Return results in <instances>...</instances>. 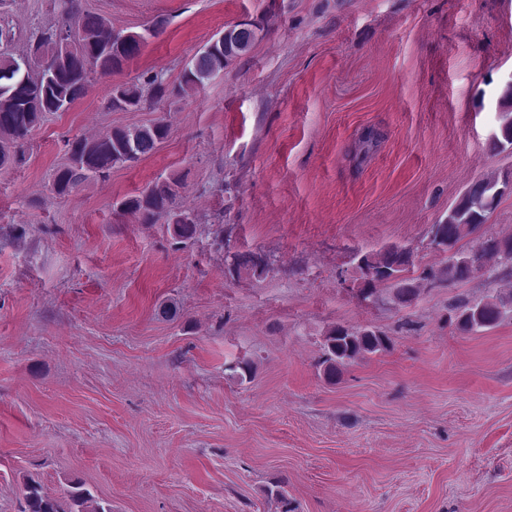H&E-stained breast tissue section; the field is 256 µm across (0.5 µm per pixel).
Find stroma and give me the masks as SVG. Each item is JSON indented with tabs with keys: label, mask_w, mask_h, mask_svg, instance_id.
<instances>
[{
	"label": "stroma",
	"mask_w": 512,
	"mask_h": 512,
	"mask_svg": "<svg viewBox=\"0 0 512 512\" xmlns=\"http://www.w3.org/2000/svg\"><path fill=\"white\" fill-rule=\"evenodd\" d=\"M59 0H7L22 53ZM117 30L163 21L114 75L49 115L0 170V512L34 479L83 482L111 512H512V305L470 334L455 306L512 294V263L463 283L354 293L359 257L412 250L467 188L507 189L467 250L512 236V149L492 151L512 80V0H81ZM252 48L191 96L115 112L113 85H177L216 34ZM165 121L152 156L59 197L70 141ZM179 180L197 224L177 243L114 204ZM236 253L262 276L230 273ZM175 302V319L159 316ZM387 350L323 374L333 326ZM253 362L250 377L232 371Z\"/></svg>",
	"instance_id": "35a3bbf8"
}]
</instances>
